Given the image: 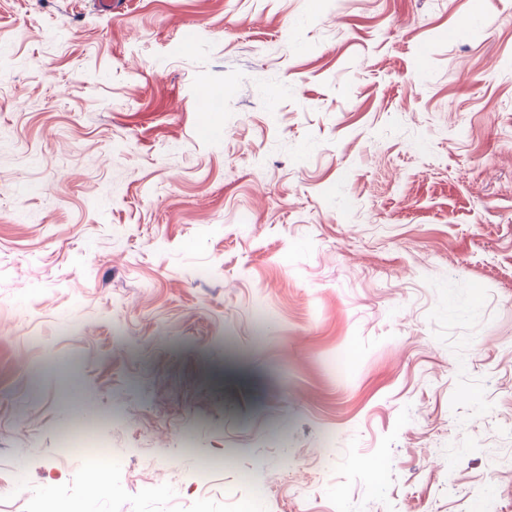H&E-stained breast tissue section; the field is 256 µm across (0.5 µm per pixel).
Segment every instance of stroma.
Returning a JSON list of instances; mask_svg holds the SVG:
<instances>
[{
  "mask_svg": "<svg viewBox=\"0 0 512 512\" xmlns=\"http://www.w3.org/2000/svg\"><path fill=\"white\" fill-rule=\"evenodd\" d=\"M81 406L121 508L66 496ZM16 483L512 512V0H0ZM96 421H86L76 427V434L67 437H61L56 454L60 457H71V453L78 452L76 448H110L99 443L95 431Z\"/></svg>",
  "mask_w": 512,
  "mask_h": 512,
  "instance_id": "35a3bbf8",
  "label": "stroma"
}]
</instances>
